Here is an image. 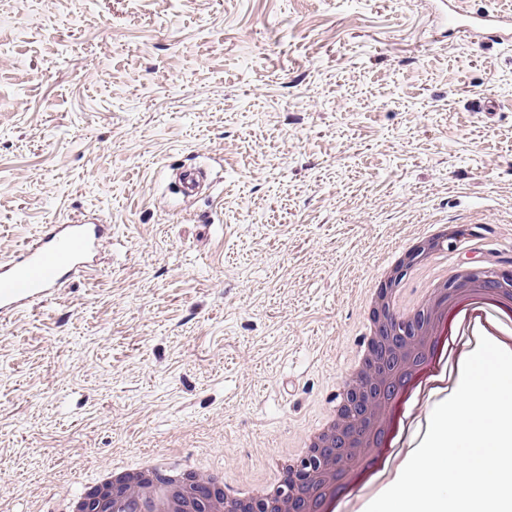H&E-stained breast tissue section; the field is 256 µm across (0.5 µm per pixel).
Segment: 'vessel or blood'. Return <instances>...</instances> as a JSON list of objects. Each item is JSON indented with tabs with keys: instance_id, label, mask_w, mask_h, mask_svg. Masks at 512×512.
<instances>
[{
	"instance_id": "obj_1",
	"label": "vessel or blood",
	"mask_w": 512,
	"mask_h": 512,
	"mask_svg": "<svg viewBox=\"0 0 512 512\" xmlns=\"http://www.w3.org/2000/svg\"><path fill=\"white\" fill-rule=\"evenodd\" d=\"M436 2L430 22H444L466 39L512 43V12L490 8L470 13L460 9L459 0ZM107 230V225L79 218L45 225L37 239L24 244L14 262L0 264V312L21 311L34 302L51 299L62 280L73 272L93 275L98 242ZM457 483L471 512H493L495 493L470 485L462 470L457 473Z\"/></svg>"
}]
</instances>
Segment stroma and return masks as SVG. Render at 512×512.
Returning a JSON list of instances; mask_svg holds the SVG:
<instances>
[{
	"label": "stroma",
	"mask_w": 512,
	"mask_h": 512,
	"mask_svg": "<svg viewBox=\"0 0 512 512\" xmlns=\"http://www.w3.org/2000/svg\"><path fill=\"white\" fill-rule=\"evenodd\" d=\"M413 0H0V260L77 216L93 279L0 316V512L144 450L260 475L427 224L512 262V46ZM482 98L487 109L473 111ZM212 187L184 200L180 167Z\"/></svg>",
	"instance_id": "obj_1"
}]
</instances>
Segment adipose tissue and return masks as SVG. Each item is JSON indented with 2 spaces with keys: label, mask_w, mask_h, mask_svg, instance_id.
I'll return each mask as SVG.
<instances>
[{
  "label": "adipose tissue",
  "mask_w": 512,
  "mask_h": 512,
  "mask_svg": "<svg viewBox=\"0 0 512 512\" xmlns=\"http://www.w3.org/2000/svg\"><path fill=\"white\" fill-rule=\"evenodd\" d=\"M460 361L467 368L479 367L494 379L493 387L475 391L457 381L448 399L428 421L422 448L403 458L388 456L371 483L381 491L365 504L366 512H469L453 490L454 473L465 466L474 484L495 483L499 512H512V479L504 473L512 462V344L490 336L477 348L464 352ZM467 405L472 416L469 426H460L456 409ZM412 483L428 480L427 500L413 493L394 495L395 480Z\"/></svg>",
  "instance_id": "1"
}]
</instances>
